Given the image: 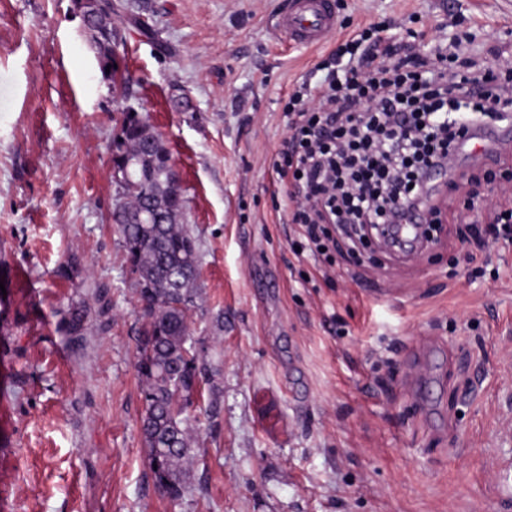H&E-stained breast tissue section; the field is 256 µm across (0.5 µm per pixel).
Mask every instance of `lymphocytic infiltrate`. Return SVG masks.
<instances>
[{"label": "lymphocytic infiltrate", "instance_id": "obj_1", "mask_svg": "<svg viewBox=\"0 0 512 512\" xmlns=\"http://www.w3.org/2000/svg\"><path fill=\"white\" fill-rule=\"evenodd\" d=\"M353 52L356 64L344 63ZM326 70L290 97L284 152L289 221L302 230L300 248L321 262L337 238L363 246L354 225L388 223L397 202L439 215L428 171L452 155L469 162V145L512 120V60L491 67L460 37L396 58L363 32L329 54ZM359 102L364 111H355Z\"/></svg>", "mask_w": 512, "mask_h": 512}]
</instances>
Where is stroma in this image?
I'll return each mask as SVG.
<instances>
[{"label":"stroma","instance_id":"35a3bbf8","mask_svg":"<svg viewBox=\"0 0 512 512\" xmlns=\"http://www.w3.org/2000/svg\"><path fill=\"white\" fill-rule=\"evenodd\" d=\"M128 89L99 73L72 0H0V512H512V243L369 245L324 268L291 243L274 171L285 105L349 35L465 33L512 55V0H343L318 46L276 27L288 0H124ZM162 135L200 245L190 315L217 374L193 426V485L155 488L140 432L137 294L111 220L109 144L126 109ZM486 212L512 142L496 145ZM99 315L82 347L61 307ZM420 373L422 394L403 388Z\"/></svg>","mask_w":512,"mask_h":512}]
</instances>
